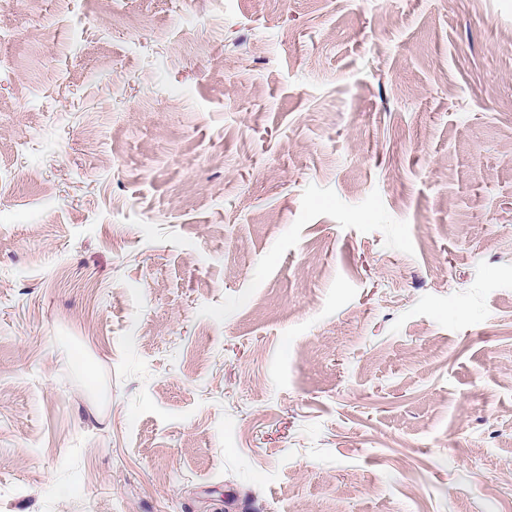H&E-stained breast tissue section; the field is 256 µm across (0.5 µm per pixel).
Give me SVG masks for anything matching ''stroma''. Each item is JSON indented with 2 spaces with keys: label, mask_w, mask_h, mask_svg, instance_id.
Listing matches in <instances>:
<instances>
[{
  "label": "stroma",
  "mask_w": 512,
  "mask_h": 512,
  "mask_svg": "<svg viewBox=\"0 0 512 512\" xmlns=\"http://www.w3.org/2000/svg\"><path fill=\"white\" fill-rule=\"evenodd\" d=\"M0 512H512V0H8Z\"/></svg>",
  "instance_id": "obj_1"
}]
</instances>
